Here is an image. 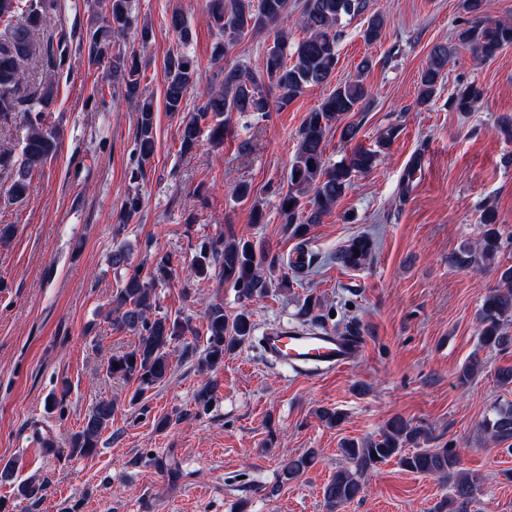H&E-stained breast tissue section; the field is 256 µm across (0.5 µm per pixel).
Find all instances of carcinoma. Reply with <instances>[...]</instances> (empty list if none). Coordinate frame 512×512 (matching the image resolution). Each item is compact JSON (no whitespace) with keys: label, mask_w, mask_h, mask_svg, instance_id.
<instances>
[{"label":"carcinoma","mask_w":512,"mask_h":512,"mask_svg":"<svg viewBox=\"0 0 512 512\" xmlns=\"http://www.w3.org/2000/svg\"><path fill=\"white\" fill-rule=\"evenodd\" d=\"M487 0H463V9L470 14L464 28L457 33L458 41L469 47L479 64L497 57L512 46V22L490 17ZM288 0H210V18L222 38L216 56L223 60L231 48L247 35L268 27L274 30V40L257 70L238 65L220 66V84L206 88L201 101L186 111L187 94L201 82V72L187 52L193 38L181 12L173 9L170 28L177 38V49L165 60L164 108L168 112H183L179 126V152L189 154L203 136L220 144L234 115L266 116L271 106L282 111L306 88L333 79L338 62L337 45L342 20L363 14L367 0H302L298 26L304 36L291 41L280 22L288 15ZM58 9V0H0V24L4 25L6 39L0 42V121L5 123L21 117L26 134L19 154L0 150V174L9 183L7 193L15 202L24 201L30 191L32 173L52 159L58 151V132L47 124V115L57 93L56 73L64 66L66 34L48 39L46 44L34 42L33 34L42 29ZM94 16L85 32V48L92 63L108 64L110 75L120 81L125 95H139L142 66L137 58L113 46L129 34L146 44L152 38L148 22H138L132 15L131 0H94ZM25 22H15L18 17ZM384 17L375 14L367 20L363 38L376 42L384 27ZM454 48L437 44L429 53L425 66L418 75V102L431 104L439 93L443 75ZM42 59L44 76L28 96L20 95V88L28 80L23 63ZM373 60L366 57L358 65L354 78L336 86L331 94L309 112L301 129L299 146L288 169L287 188L278 192V208L283 223L291 235L301 239L297 253L303 263L290 269L310 267L312 260L305 249L310 227L321 223L357 177L369 173L376 165L381 150L396 137L397 127L391 126L380 136L378 149L358 146L340 161L329 164L324 157L325 142L331 123L349 112H360L366 106L369 89L362 76L372 68ZM483 96L477 84L463 83L450 99L457 112H469ZM156 110L150 100L142 102L136 125V150L139 172L156 154ZM142 208L139 194L129 195L122 207L121 221L126 224ZM498 215L494 208L481 210L480 223L485 230L480 240L469 243L448 257L449 265L461 269H490L495 271L498 286L484 299L479 313V348L495 350L512 345V266H502L496 259L502 252L512 250V235L503 237L496 228ZM351 249H341L336 260L345 262L348 251L358 252L359 262H365L372 252V243L365 237L350 241ZM275 260L261 243L226 239L222 236L204 240L189 266V275L199 279L218 277L229 284L239 297L251 301L266 297L274 288H283L287 282L275 281L272 270ZM172 258L164 254L154 259L149 274L142 275L134 267L112 300L110 320L112 329L131 331L138 342L128 352L110 357L107 371L137 384L131 397L135 403L146 391L170 378L172 348L183 345V354L195 351L197 336H205L203 356L199 358L200 371H210L224 362L231 353L256 331L252 312L241 309L233 316L218 303L205 312L204 332H199L190 319L176 315L155 313V284L172 276ZM320 302L307 297L296 313V326L306 329L321 327L317 314ZM483 371L482 361L473 357L458 375V381L469 383ZM115 412L110 401L97 402L86 415L80 430L69 440L67 455L90 456L98 448L102 432L112 423ZM483 438L496 443L512 441V403L496 406L478 426ZM431 441L430 430L413 426L400 416L390 418L375 436L341 442L340 454L349 464L341 468L323 486L322 495L329 512L359 498L365 482L377 465L390 460L404 470L438 478L448 484L449 495L437 507V512H468L475 494L480 489L478 478L460 467V457L454 448H426ZM316 458L315 451L288 460L283 474L291 480Z\"/></svg>","instance_id":"cac0c4a2"}]
</instances>
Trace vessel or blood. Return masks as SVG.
<instances>
[{"mask_svg":"<svg viewBox=\"0 0 512 512\" xmlns=\"http://www.w3.org/2000/svg\"><path fill=\"white\" fill-rule=\"evenodd\" d=\"M264 340L263 351L269 360L293 366L311 377L344 371L364 353L361 337L330 329L315 334L271 329Z\"/></svg>","mask_w":512,"mask_h":512,"instance_id":"b4317fda","label":"vessel or blood"}]
</instances>
